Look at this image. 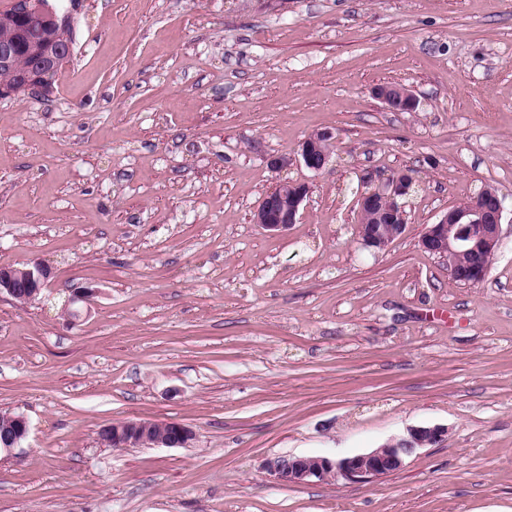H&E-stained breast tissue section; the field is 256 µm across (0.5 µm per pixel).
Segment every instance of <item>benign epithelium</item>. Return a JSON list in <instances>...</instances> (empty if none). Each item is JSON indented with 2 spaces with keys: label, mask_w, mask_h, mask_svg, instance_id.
<instances>
[{
  "label": "benign epithelium",
  "mask_w": 512,
  "mask_h": 512,
  "mask_svg": "<svg viewBox=\"0 0 512 512\" xmlns=\"http://www.w3.org/2000/svg\"><path fill=\"white\" fill-rule=\"evenodd\" d=\"M13 15L33 26L46 28L49 39L56 45L53 52L35 54L27 71L17 82L0 88V98H21L30 95H49L52 86L45 82V75L60 71L73 52L71 17L56 11L49 0H13ZM373 95L388 109L397 112H414L419 101L412 91L402 86H382ZM333 135L319 131L308 136L300 145L299 156L304 166L314 172L322 170L329 157L322 154L321 145L330 142ZM358 197L359 210L378 211L384 206L386 219L393 224L388 232L376 224H360L357 237L366 247L383 250L403 235L406 224L405 198L409 192L408 181L401 174H383L367 171L361 176ZM308 195L303 183L285 182L273 188L262 200L254 215V222L271 233H283L296 222L299 211ZM505 212L503 199L494 190L483 189L482 196L474 201L448 209L440 220L429 225L421 245L431 253L448 259V269L459 275L467 284L482 281L488 271L500 242L501 225ZM474 257L473 262L457 267L464 254ZM52 272L40 262L25 268L0 266V297L27 303L35 300L49 285ZM10 434L0 440L6 451L20 447L29 433L27 417L20 413H7ZM118 448H137L145 445L157 447H183L195 437L193 430L179 422L147 423L122 421L111 425ZM448 430L442 427H411L406 434L367 453L342 459L323 456L278 458L267 463V471L283 483H302L310 478L320 481L340 480L370 483L374 479L398 470L404 459L417 449L442 441Z\"/></svg>",
  "instance_id": "obj_1"
}]
</instances>
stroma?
Wrapping results in <instances>:
<instances>
[{"label":"stroma","instance_id":"35a3bbf8","mask_svg":"<svg viewBox=\"0 0 512 512\" xmlns=\"http://www.w3.org/2000/svg\"><path fill=\"white\" fill-rule=\"evenodd\" d=\"M76 18L49 98L0 100V512H512V0H59ZM403 85L414 112L373 88ZM333 134L328 165L296 162ZM270 155L290 157L271 169ZM418 170L407 228L356 239L357 176ZM296 224H254L282 182ZM504 199L484 281L421 238ZM95 295L73 321V289ZM178 421L182 448H112ZM441 426L369 485H284L278 457H351ZM333 135L327 131L310 134L300 145L299 156L304 166L314 172L321 171L329 162V157L322 152L321 145L332 142ZM322 154V159L320 158ZM308 195L304 183L285 182L273 188L262 200L254 215V222L271 233H283L295 224ZM288 200V210L281 201ZM51 275L50 268L40 262L25 268L0 266V297L7 295L20 303L31 302L49 285ZM19 288H26V293L21 295ZM3 414L5 413L0 414V425L1 415ZM4 418L8 423L7 428L10 429L11 433L6 435L3 441L0 439V451L1 449L11 451L14 448L20 447L22 442L26 439L29 433V422L27 417L20 412L6 413ZM1 444L3 448H1ZM107 427L112 428L116 448H137L145 445L183 447L188 446L195 437L190 427L179 422L147 423L128 420Z\"/></svg>","mask_w":512,"mask_h":512}]
</instances>
